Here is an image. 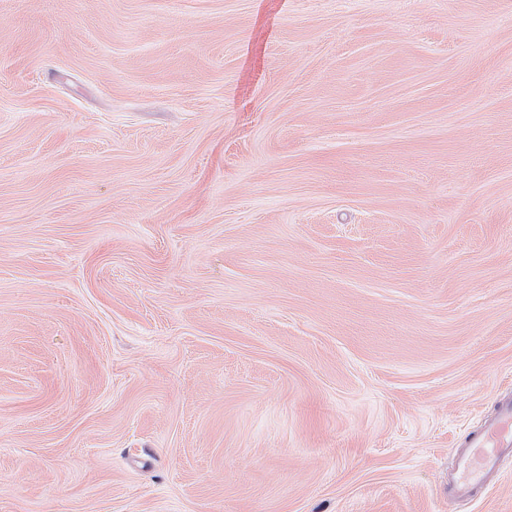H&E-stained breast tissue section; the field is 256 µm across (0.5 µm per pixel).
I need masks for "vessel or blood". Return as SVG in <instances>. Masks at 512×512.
Masks as SVG:
<instances>
[{
    "instance_id": "1",
    "label": "vessel or blood",
    "mask_w": 512,
    "mask_h": 512,
    "mask_svg": "<svg viewBox=\"0 0 512 512\" xmlns=\"http://www.w3.org/2000/svg\"><path fill=\"white\" fill-rule=\"evenodd\" d=\"M512 457V399L503 400L496 412L466 438L444 481L450 500L471 501L476 491L494 478L503 459Z\"/></svg>"
}]
</instances>
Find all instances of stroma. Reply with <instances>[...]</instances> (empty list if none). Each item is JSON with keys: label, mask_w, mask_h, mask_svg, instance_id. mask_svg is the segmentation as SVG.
<instances>
[{"label": "stroma", "mask_w": 512, "mask_h": 512, "mask_svg": "<svg viewBox=\"0 0 512 512\" xmlns=\"http://www.w3.org/2000/svg\"><path fill=\"white\" fill-rule=\"evenodd\" d=\"M512 0H0V512H512ZM465 446L443 484L448 499L455 502L471 501L498 474L502 460L512 457V399L503 400L491 417L470 431Z\"/></svg>", "instance_id": "1"}]
</instances>
